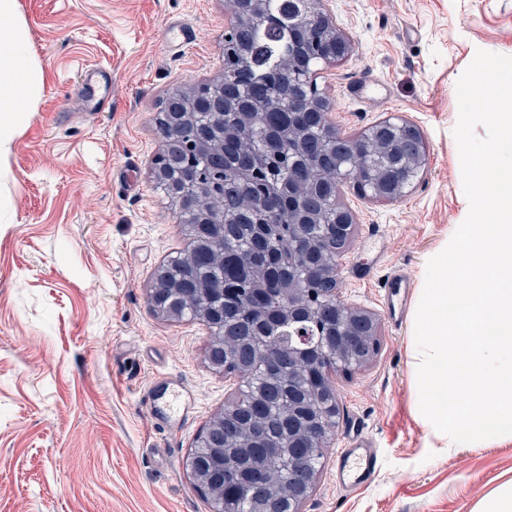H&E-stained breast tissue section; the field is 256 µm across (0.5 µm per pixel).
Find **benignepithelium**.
Listing matches in <instances>:
<instances>
[{
	"label": "benign epithelium",
	"instance_id": "1",
	"mask_svg": "<svg viewBox=\"0 0 512 512\" xmlns=\"http://www.w3.org/2000/svg\"><path fill=\"white\" fill-rule=\"evenodd\" d=\"M264 5L265 0H249L245 11L229 12L220 89L203 85L167 101L164 124L157 129L164 149L156 159V176L181 163L183 132L189 127L198 147L235 137L246 150L240 163L232 166L224 164L223 152L212 153V168L224 170V191L232 193L238 183L253 178L246 133L266 124L268 112L264 99L235 84L230 62L242 48L231 42L230 36L242 24L259 20ZM288 10L318 30L319 39L312 50L322 56L323 63L338 62L349 55V38L321 0L314 11L310 0H288ZM226 112L234 115L230 124L224 123ZM316 116L333 132L324 137L323 145L336 150L337 169L348 170L349 161L355 157L386 159L381 168L367 167L364 178L355 182L362 194L397 201L409 193L427 165L425 142L417 127L404 119L388 118L348 140L328 114L318 112ZM212 189L209 180L200 178L189 192L173 187L170 199L180 211L190 214ZM305 191L299 173H290L288 181L273 183L267 189L271 196L286 192L291 200L288 223L278 225V236L288 239L286 259L278 258L272 250V235L264 224L261 206L247 202L236 209L237 220L252 227L251 260L241 266L245 287L227 288L221 279L185 289L183 278L175 275L178 258L173 257L159 267L149 288V301L162 314L179 319L185 307L195 309L196 318L210 328L205 361L224 372L234 368L237 387L233 396L209 421L198 449L186 461L197 486L209 497L212 512H234L229 504L239 497L247 500V512H282L285 502L290 512H303L302 505L313 490L324 449L334 439L341 415L330 376L363 369L380 350V319L371 311L349 305L338 283L341 260L356 229L354 215L335 205V223L325 225L327 232L317 244L311 228L323 223V211L308 204ZM188 232L191 253L209 252L235 241L236 236L234 225L208 216L188 225ZM273 272L284 284L269 290L274 308L250 304L245 333L232 336L223 331L224 310L211 300L224 295L246 300L254 292L252 286L264 282ZM311 317L323 323L319 336H297L286 346L272 343L281 325L301 326ZM285 370L303 384L306 396L302 407L295 394L288 393V412L283 416L286 442L258 435L253 415L254 408L269 407L276 401L277 383ZM246 456L264 459L266 464L243 465Z\"/></svg>",
	"mask_w": 512,
	"mask_h": 512
}]
</instances>
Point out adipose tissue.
Instances as JSON below:
<instances>
[{
    "label": "adipose tissue",
    "mask_w": 512,
    "mask_h": 512,
    "mask_svg": "<svg viewBox=\"0 0 512 512\" xmlns=\"http://www.w3.org/2000/svg\"><path fill=\"white\" fill-rule=\"evenodd\" d=\"M41 83L27 32L17 18V0H0V151L14 138L20 101L35 98Z\"/></svg>",
    "instance_id": "adipose-tissue-1"
}]
</instances>
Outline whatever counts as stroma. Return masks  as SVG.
I'll return each instance as SVG.
<instances>
[{"label": "stroma", "instance_id": "obj_1", "mask_svg": "<svg viewBox=\"0 0 512 512\" xmlns=\"http://www.w3.org/2000/svg\"><path fill=\"white\" fill-rule=\"evenodd\" d=\"M42 89L0 160V512H210L186 460L233 390L203 354L207 326L148 302L157 268L186 250L178 207L155 179L156 118L169 97L217 83L228 0H18ZM352 50L317 83L348 137L392 115L417 126L428 165L406 197L337 201L357 226L340 265L348 301L376 313L381 347L335 376V439L304 512H472L512 481V440L446 449L413 385L414 313L428 261L469 211L454 138L456 84L476 51L512 56V0H324ZM189 30L166 43L168 27ZM112 73L109 110L77 93L88 66ZM411 282L402 321L389 274ZM194 405L152 415L167 380ZM375 448L366 486L336 478L350 444Z\"/></svg>", "mask_w": 512, "mask_h": 512}]
</instances>
